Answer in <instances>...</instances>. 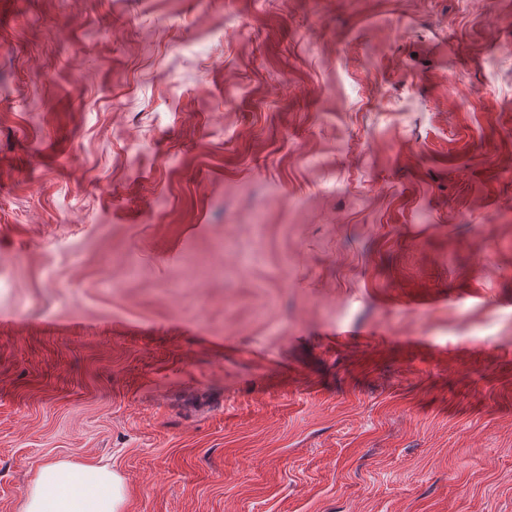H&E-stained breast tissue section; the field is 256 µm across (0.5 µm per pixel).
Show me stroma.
Returning <instances> with one entry per match:
<instances>
[{"label":"stroma","mask_w":512,"mask_h":512,"mask_svg":"<svg viewBox=\"0 0 512 512\" xmlns=\"http://www.w3.org/2000/svg\"><path fill=\"white\" fill-rule=\"evenodd\" d=\"M0 512H512V0H0ZM122 480L106 467L57 463L34 479L25 512H119Z\"/></svg>","instance_id":"1"}]
</instances>
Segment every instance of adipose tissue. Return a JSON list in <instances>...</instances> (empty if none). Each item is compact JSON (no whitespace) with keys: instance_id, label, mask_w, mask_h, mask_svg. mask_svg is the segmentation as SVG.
Listing matches in <instances>:
<instances>
[{"instance_id":"1","label":"adipose tissue","mask_w":512,"mask_h":512,"mask_svg":"<svg viewBox=\"0 0 512 512\" xmlns=\"http://www.w3.org/2000/svg\"><path fill=\"white\" fill-rule=\"evenodd\" d=\"M122 480L104 467L57 463L34 479L25 512H119Z\"/></svg>"}]
</instances>
